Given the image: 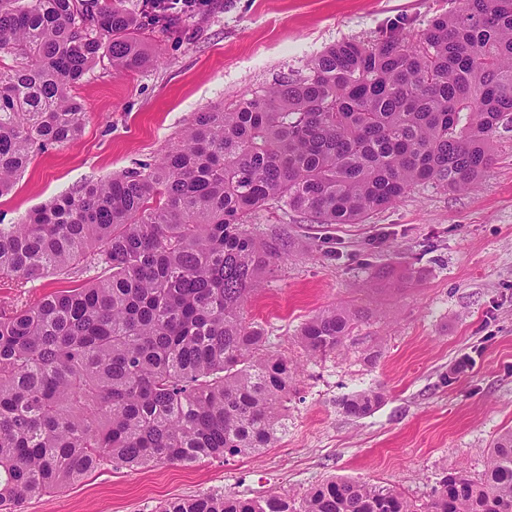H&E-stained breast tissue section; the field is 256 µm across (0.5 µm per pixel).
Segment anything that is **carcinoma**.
<instances>
[{"label": "carcinoma", "mask_w": 512, "mask_h": 512, "mask_svg": "<svg viewBox=\"0 0 512 512\" xmlns=\"http://www.w3.org/2000/svg\"><path fill=\"white\" fill-rule=\"evenodd\" d=\"M148 0H0V196L37 151L86 120L73 88L106 56L152 65L141 31L179 35ZM12 63H7V60ZM512 132V0H461L410 35L349 40L305 71L195 114L154 164L87 182L0 224V275L104 276L0 314V507L81 479L101 462L135 469L247 455L286 433L297 364L270 350L244 304L283 239L248 229L279 203L319 224H362L421 183L473 189ZM368 310L326 309L297 343L344 347ZM383 394L341 400L363 417ZM158 512H418L390 487L328 480L300 504L204 493ZM425 512H512V432L479 479L445 476Z\"/></svg>", "instance_id": "obj_1"}]
</instances>
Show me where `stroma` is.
Returning a JSON list of instances; mask_svg holds the SVG:
<instances>
[{
	"mask_svg": "<svg viewBox=\"0 0 512 512\" xmlns=\"http://www.w3.org/2000/svg\"><path fill=\"white\" fill-rule=\"evenodd\" d=\"M456 0H217L194 30H153V64L122 72L101 58L75 93L87 118L69 143L35 153L0 198V223L123 170L154 162L195 112L300 72L326 47L377 42L398 25L415 34ZM257 235H285L290 255L263 275L244 305L274 350L300 363L288 396V432L252 455L129 469L102 463L18 512H157L176 498L221 492L251 499L276 489L300 498L331 478L394 487L424 506L445 474L480 477L488 450L512 430V135L474 190L425 183L364 224H314L268 206ZM84 278L51 275L13 288L0 280V312L30 305ZM356 304L370 312L347 355L306 359L296 335L320 311ZM381 355L365 363L363 347ZM376 387L370 415L342 413L339 399Z\"/></svg>",
	"mask_w": 512,
	"mask_h": 512,
	"instance_id": "stroma-1",
	"label": "stroma"
}]
</instances>
